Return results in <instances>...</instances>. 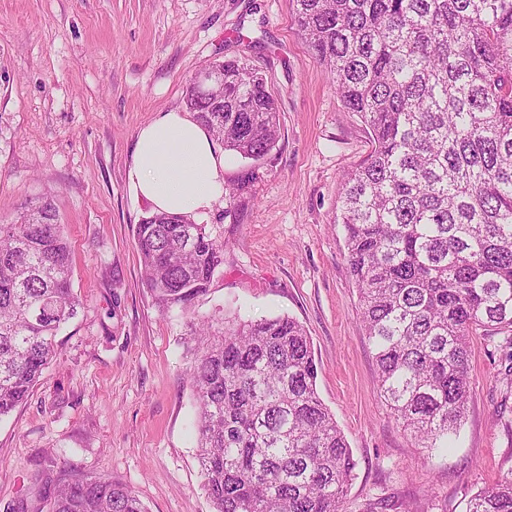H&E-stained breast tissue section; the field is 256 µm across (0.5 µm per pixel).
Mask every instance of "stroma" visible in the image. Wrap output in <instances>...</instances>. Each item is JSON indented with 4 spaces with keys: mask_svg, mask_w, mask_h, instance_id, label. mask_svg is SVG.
<instances>
[{
    "mask_svg": "<svg viewBox=\"0 0 512 512\" xmlns=\"http://www.w3.org/2000/svg\"><path fill=\"white\" fill-rule=\"evenodd\" d=\"M232 57L265 76L281 136L264 159L226 167V180L248 183L244 206L221 200L194 218L224 242L196 311L304 325L319 396L356 461L343 512H465L512 468V344L473 337L474 394L454 448L403 432L378 390L335 222L371 133L336 95L292 0H0V224L53 192L82 302L56 337V359L0 419V512L51 465L112 476L149 512H213L184 376L190 318L159 309L144 284L133 231L149 207L130 196L127 170L138 129L184 111L187 80Z\"/></svg>",
    "mask_w": 512,
    "mask_h": 512,
    "instance_id": "obj_1",
    "label": "stroma"
}]
</instances>
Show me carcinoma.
<instances>
[{"label": "carcinoma", "mask_w": 512, "mask_h": 512, "mask_svg": "<svg viewBox=\"0 0 512 512\" xmlns=\"http://www.w3.org/2000/svg\"><path fill=\"white\" fill-rule=\"evenodd\" d=\"M297 21L345 108L372 133L342 185L347 262L381 397L434 448L473 394L471 340L512 335V0H295ZM224 88L184 103L224 150L259 161L280 136L262 74L222 61ZM224 100V111L209 105ZM224 200L244 204L243 184ZM159 307L190 314L186 369L197 459L214 512H343L352 451L320 399L310 337L285 316L226 321L196 312L224 243L188 215L134 230ZM72 256L49 196L0 224V417L29 395L75 318ZM18 512H147L128 486L68 469L32 477ZM467 512H512V468Z\"/></svg>", "instance_id": "cac0c4a2"}]
</instances>
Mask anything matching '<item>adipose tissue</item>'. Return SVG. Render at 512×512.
I'll return each instance as SVG.
<instances>
[{
    "mask_svg": "<svg viewBox=\"0 0 512 512\" xmlns=\"http://www.w3.org/2000/svg\"><path fill=\"white\" fill-rule=\"evenodd\" d=\"M224 168L208 129L170 111L138 130L127 189L154 212L203 213L224 194Z\"/></svg>",
    "mask_w": 512,
    "mask_h": 512,
    "instance_id": "1",
    "label": "adipose tissue"
}]
</instances>
